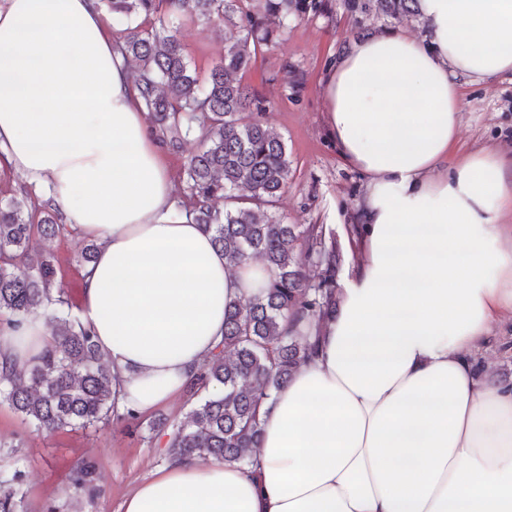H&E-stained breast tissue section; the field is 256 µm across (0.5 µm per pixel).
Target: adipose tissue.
Listing matches in <instances>:
<instances>
[{
  "label": "adipose tissue",
  "instance_id": "adipose-tissue-1",
  "mask_svg": "<svg viewBox=\"0 0 512 512\" xmlns=\"http://www.w3.org/2000/svg\"><path fill=\"white\" fill-rule=\"evenodd\" d=\"M427 40L396 28L337 52L325 121L367 176L359 245L318 350L276 391L249 465L157 470L122 512H512V379L482 370L512 313V150L454 157L460 78L512 74V0H419ZM0 150L70 229L100 243L80 319L117 370L119 405L182 393L258 294L179 207L131 70L91 0L0 9ZM49 340L33 314L0 333L26 368Z\"/></svg>",
  "mask_w": 512,
  "mask_h": 512
}]
</instances>
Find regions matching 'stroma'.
<instances>
[{
	"label": "stroma",
	"mask_w": 512,
	"mask_h": 512,
	"mask_svg": "<svg viewBox=\"0 0 512 512\" xmlns=\"http://www.w3.org/2000/svg\"><path fill=\"white\" fill-rule=\"evenodd\" d=\"M399 27L418 39L427 36L419 13L398 17L375 9L354 13L346 0H329L323 15L289 18L243 76L244 83L266 101L263 121L288 145L292 175L275 211L289 224L322 226L326 237L336 242V275L340 278L365 259L347 239L360 222L366 179L342 160L325 124L322 79L337 51L355 40ZM180 34L189 58L206 69L220 61L225 44L238 31L231 26L184 21ZM461 86L458 154L488 144L512 149V75L480 82L465 79ZM86 243V238L73 231L50 241L32 240L33 249L53 254L57 279L74 313L80 308L82 281L76 259ZM493 332L496 339L483 349L481 361L501 378L511 379L512 355L506 347L512 343V315L497 321ZM189 409L186 397L181 396L143 414L136 427L114 423L49 435L2 404L0 470L24 471V512H44L50 502L60 512H121L125 497L167 464L165 441L152 430V423L182 418ZM86 456L98 463L97 493L77 502L68 479L77 461Z\"/></svg>",
	"instance_id": "35a3bbf8"
}]
</instances>
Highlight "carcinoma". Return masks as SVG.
<instances>
[{"label":"carcinoma","mask_w":512,"mask_h":512,"mask_svg":"<svg viewBox=\"0 0 512 512\" xmlns=\"http://www.w3.org/2000/svg\"><path fill=\"white\" fill-rule=\"evenodd\" d=\"M387 16L411 13L416 0H373ZM124 26L120 50L133 70L143 110L173 151L191 135L199 150L184 164V207L212 235L231 265L258 259L270 272L259 294L224 312V336L186 386L184 419L160 421L167 456L246 465L262 441L261 405L315 353L305 328L322 324L336 304V244L322 228L286 224L274 209L291 175L288 147L261 119L263 100L241 74L290 16H316L325 0H93ZM172 17L219 20L239 29L224 56L201 75L185 53ZM224 201V210L214 202ZM58 209L28 205L27 192L0 199V324L16 328L34 313L49 315L51 341L21 372L0 366V402L47 433L92 429L117 417L119 379L96 337L68 305L54 258L34 254L33 236H59ZM322 267L312 280L305 263ZM96 462L85 457L70 476L76 494L93 497ZM24 473L0 472V512H22Z\"/></svg>","instance_id":"1"}]
</instances>
